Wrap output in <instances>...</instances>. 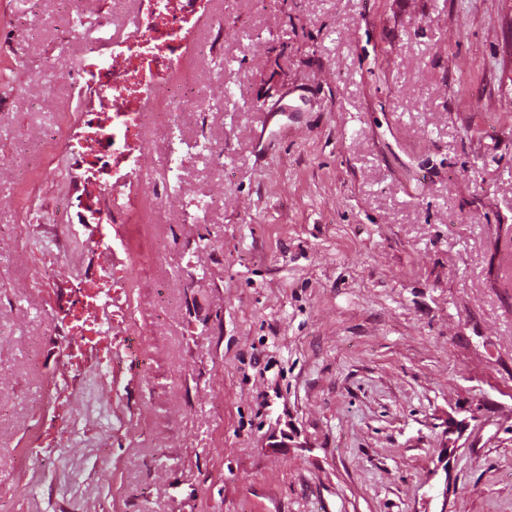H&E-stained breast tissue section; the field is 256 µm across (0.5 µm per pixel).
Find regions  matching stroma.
Returning a JSON list of instances; mask_svg holds the SVG:
<instances>
[{
	"instance_id": "stroma-1",
	"label": "stroma",
	"mask_w": 512,
	"mask_h": 512,
	"mask_svg": "<svg viewBox=\"0 0 512 512\" xmlns=\"http://www.w3.org/2000/svg\"><path fill=\"white\" fill-rule=\"evenodd\" d=\"M112 2L0 0V512H512L505 0H218L215 205L114 227L97 334L41 140Z\"/></svg>"
}]
</instances>
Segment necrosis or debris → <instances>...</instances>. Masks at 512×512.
<instances>
[{
  "label": "necrosis or debris",
  "mask_w": 512,
  "mask_h": 512,
  "mask_svg": "<svg viewBox=\"0 0 512 512\" xmlns=\"http://www.w3.org/2000/svg\"><path fill=\"white\" fill-rule=\"evenodd\" d=\"M205 0H113L112 21L81 32L79 42L91 61L83 74L97 105L80 116L65 114L64 122L79 127L65 141V156L79 160L94 193L84 202L83 223L100 228L101 239H83L76 226L67 238L94 253L102 278H110L117 256L112 228L128 221L139 191L140 158L153 146L168 154L162 190L154 195L163 206L178 198L182 177L195 156L220 163L224 148L197 140L183 151L175 131L186 115L207 111V88L185 90L173 76L181 67L188 25Z\"/></svg>",
  "instance_id": "obj_1"
}]
</instances>
